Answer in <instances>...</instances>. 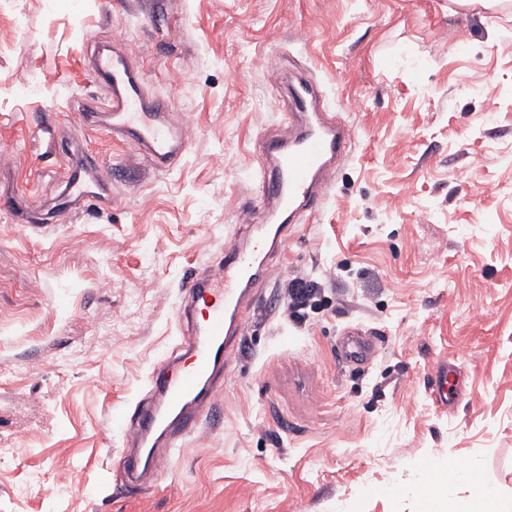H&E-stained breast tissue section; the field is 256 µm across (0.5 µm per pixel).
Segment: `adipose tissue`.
Returning a JSON list of instances; mask_svg holds the SVG:
<instances>
[{"label": "adipose tissue", "instance_id": "adipose-tissue-1", "mask_svg": "<svg viewBox=\"0 0 512 512\" xmlns=\"http://www.w3.org/2000/svg\"><path fill=\"white\" fill-rule=\"evenodd\" d=\"M464 481L473 488L465 498L456 497L454 484ZM420 512H512V503L504 502L499 492L486 485L479 477L478 464L453 474L433 471L418 495Z\"/></svg>", "mask_w": 512, "mask_h": 512}]
</instances>
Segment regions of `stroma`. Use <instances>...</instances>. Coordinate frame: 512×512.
Instances as JSON below:
<instances>
[{
    "mask_svg": "<svg viewBox=\"0 0 512 512\" xmlns=\"http://www.w3.org/2000/svg\"><path fill=\"white\" fill-rule=\"evenodd\" d=\"M120 39L194 128L155 171L82 117L88 59ZM358 100L355 146L271 264L215 400L153 487H121L109 418L170 352L178 285L253 205L256 144L288 109L268 70ZM111 205L57 211L66 149ZM0 512H418L441 468L478 461L512 499V19L448 0H0ZM321 280L303 321L282 283ZM375 340L362 368L343 331ZM456 369L447 406L432 371Z\"/></svg>",
    "mask_w": 512,
    "mask_h": 512,
    "instance_id": "35a3bbf8",
    "label": "stroma"
}]
</instances>
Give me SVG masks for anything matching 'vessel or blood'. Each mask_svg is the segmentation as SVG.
Returning <instances> with one entry per match:
<instances>
[{
	"label": "vessel or blood",
	"mask_w": 512,
	"mask_h": 512,
	"mask_svg": "<svg viewBox=\"0 0 512 512\" xmlns=\"http://www.w3.org/2000/svg\"><path fill=\"white\" fill-rule=\"evenodd\" d=\"M91 69L95 85L110 96V133L155 169L177 166L189 147L186 129L170 103L149 95L124 43L113 41L110 53L97 54ZM290 97L294 110L287 122L259 144L255 206L246 209L226 239L222 258L182 278L176 311L179 342L164 359L163 373L149 375L146 396L117 420L129 446L121 463L128 487L139 489L158 478L160 457H172L186 438L204 437L215 398L241 351L242 328L258 306L270 260L288 237L280 216L299 223L321 206L339 164L350 154L352 129L330 111L315 81L298 79ZM99 168L88 152L70 151L62 204L108 203ZM260 210L267 223H255ZM374 349L372 340L348 331L337 354L345 365L360 367L369 363Z\"/></svg>",
	"instance_id": "obj_1"
}]
</instances>
